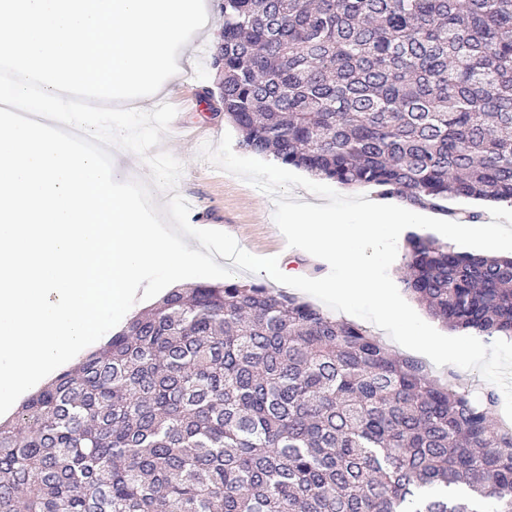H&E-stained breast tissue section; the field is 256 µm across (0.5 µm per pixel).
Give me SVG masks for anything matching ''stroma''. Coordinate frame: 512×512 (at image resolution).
Returning <instances> with one entry per match:
<instances>
[{
  "label": "stroma",
  "instance_id": "1",
  "mask_svg": "<svg viewBox=\"0 0 512 512\" xmlns=\"http://www.w3.org/2000/svg\"><path fill=\"white\" fill-rule=\"evenodd\" d=\"M221 2L205 0L211 21L210 32L206 35L193 34L185 46L186 51L193 54L192 63L166 90V96L176 107L183 128L176 136L164 134L160 148L174 155L184 165L177 191L192 203L189 213L191 225L205 228L210 222H223L225 232L232 235L240 247L256 256L283 254L297 275L324 277L329 272L328 265L306 253L289 251L274 223V201L271 197L235 176L212 167L199 156L204 143L218 144L224 133L235 130L234 125L224 118L213 60L201 59L196 53L198 43L212 48L222 36ZM189 91L198 96V107H185L184 97Z\"/></svg>",
  "mask_w": 512,
  "mask_h": 512
}]
</instances>
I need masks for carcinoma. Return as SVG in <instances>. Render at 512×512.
Masks as SVG:
<instances>
[{
    "label": "carcinoma",
    "instance_id": "cac0c4a2",
    "mask_svg": "<svg viewBox=\"0 0 512 512\" xmlns=\"http://www.w3.org/2000/svg\"><path fill=\"white\" fill-rule=\"evenodd\" d=\"M242 149L445 211L512 204V0H223ZM401 283L512 338V258L410 233ZM262 284L173 288L0 423V512H512V431ZM448 208L458 211V210H470V211H477L480 213V220L479 221H493L492 217L489 215L487 208L489 207H502V208H508L512 209L510 204L507 203H500V204H493L488 205L487 202L483 201H477V200H466V199H454V200H448V203H445Z\"/></svg>",
    "mask_w": 512,
    "mask_h": 512
}]
</instances>
